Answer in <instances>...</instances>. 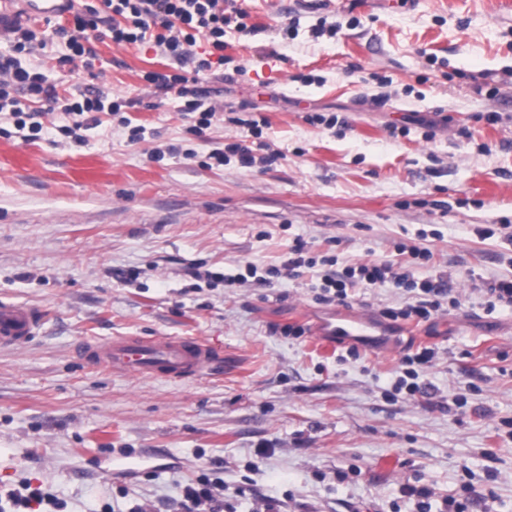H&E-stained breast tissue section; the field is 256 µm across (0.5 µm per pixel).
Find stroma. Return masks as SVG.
Masks as SVG:
<instances>
[{
	"mask_svg": "<svg viewBox=\"0 0 512 512\" xmlns=\"http://www.w3.org/2000/svg\"><path fill=\"white\" fill-rule=\"evenodd\" d=\"M240 3L258 30L227 35L231 64L201 80L217 119L200 133L143 80L166 69L152 44H97L94 77L61 65L52 39L30 59L60 98L104 86L131 101L145 131L130 142L103 112L74 138L56 113L29 140L0 136V298L43 315L0 348V484H43L68 512H171L212 462L226 512L267 497L285 512H417L407 484L429 485L434 512L465 484L470 512H512V307L486 293L512 277V0ZM254 116L268 120L255 164L213 165ZM420 238L422 264L397 250ZM298 241L313 264L291 275ZM332 255L443 279L461 308L392 322L413 295L390 283L324 304ZM249 264L258 280L236 288L194 276ZM333 314L371 321L384 348L319 337ZM122 335L199 336L231 365L171 382L73 356ZM411 341L436 349L424 397L391 392Z\"/></svg>",
	"mask_w": 512,
	"mask_h": 512,
	"instance_id": "35a3bbf8",
	"label": "stroma"
}]
</instances>
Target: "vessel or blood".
Wrapping results in <instances>:
<instances>
[{
    "label": "vessel or blood",
    "instance_id": "obj_1",
    "mask_svg": "<svg viewBox=\"0 0 512 512\" xmlns=\"http://www.w3.org/2000/svg\"><path fill=\"white\" fill-rule=\"evenodd\" d=\"M76 0H26L25 18L58 15ZM42 317L32 307L0 300V346L17 347L34 336ZM373 326L365 320L325 322L329 337H371ZM76 356L111 372L160 378L168 381L199 379L224 361L220 348L194 336H115L105 342L79 341Z\"/></svg>",
    "mask_w": 512,
    "mask_h": 512
}]
</instances>
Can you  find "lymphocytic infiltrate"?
I'll use <instances>...</instances> for the list:
<instances>
[{
    "instance_id": "obj_1",
    "label": "lymphocytic infiltrate",
    "mask_w": 512,
    "mask_h": 512,
    "mask_svg": "<svg viewBox=\"0 0 512 512\" xmlns=\"http://www.w3.org/2000/svg\"><path fill=\"white\" fill-rule=\"evenodd\" d=\"M71 17L68 26L55 19L46 22L52 37L67 48L61 56L63 62L76 71L91 68L96 58L92 43L96 40H108L118 46L154 43L177 70L170 74L148 72L144 81L164 93L176 94L182 101V111L197 114L196 128L200 131L211 126L216 110L205 106L202 92L189 88L190 78H201L214 66L224 65L227 32L254 31L247 23V10L238 0H85L72 10ZM0 28L5 31L7 44L6 49L0 50V110L9 109L17 129L40 132L39 123H27L22 96L33 92L54 103L58 95L42 73L22 64V55L33 49L37 35L19 22H8ZM202 40L207 43L203 50L198 47ZM188 61L194 64L189 75L182 71ZM324 264L320 289L323 300L330 304L346 303L354 285L379 287L392 282L416 288L417 300L390 312V319L427 321L441 315L444 309L459 306L445 281H415L410 273L398 271L389 262L341 267L332 256ZM65 507L63 499L40 484L25 481L16 488H0V512H65ZM178 507L179 512H224L223 480L200 473L184 486Z\"/></svg>"
}]
</instances>
